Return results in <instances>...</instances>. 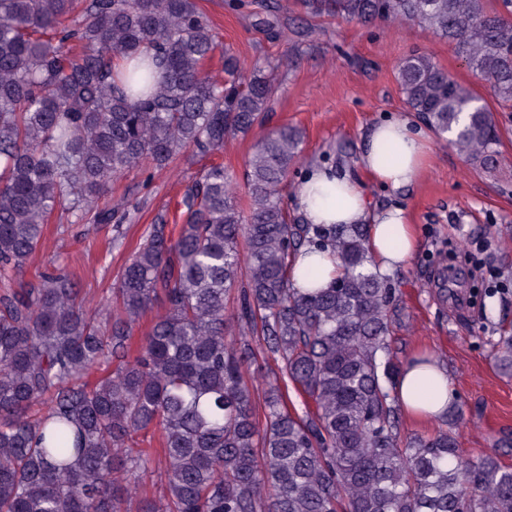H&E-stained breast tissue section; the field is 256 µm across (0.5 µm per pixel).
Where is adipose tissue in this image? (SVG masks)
<instances>
[{"label": "adipose tissue", "mask_w": 512, "mask_h": 512, "mask_svg": "<svg viewBox=\"0 0 512 512\" xmlns=\"http://www.w3.org/2000/svg\"><path fill=\"white\" fill-rule=\"evenodd\" d=\"M427 150L428 138L422 129L409 120L395 119L367 132L359 163L383 184L399 189L416 179ZM294 201L310 224L370 225L372 254L381 270L401 266L416 250L404 209L368 210L353 175L332 167H313L299 184ZM396 391L404 411L435 420L444 416L455 400L448 372L436 361L404 367Z\"/></svg>", "instance_id": "ef3b65f1"}]
</instances>
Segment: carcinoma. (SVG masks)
<instances>
[{
	"mask_svg": "<svg viewBox=\"0 0 512 512\" xmlns=\"http://www.w3.org/2000/svg\"><path fill=\"white\" fill-rule=\"evenodd\" d=\"M347 22H413L454 45L496 106L427 53L397 67L407 109L479 170L498 166L495 111L512 110V0H300ZM217 48L196 0H0V512H512V467L463 458L455 410L405 435L390 349L398 284L368 224H306L284 202L304 133L265 131L243 172L221 164L154 217L112 300L86 309L54 267L15 289L62 207L125 220L112 179L209 154L263 128L279 70ZM338 275L294 287L311 246ZM159 315L132 347V330ZM495 359L512 373V325ZM280 363L266 383L255 345ZM304 411L287 407L289 389ZM159 432L160 449L137 437ZM160 477L159 495L142 490Z\"/></svg>",
	"mask_w": 512,
	"mask_h": 512,
	"instance_id": "cac0c4a2",
	"label": "carcinoma"
}]
</instances>
